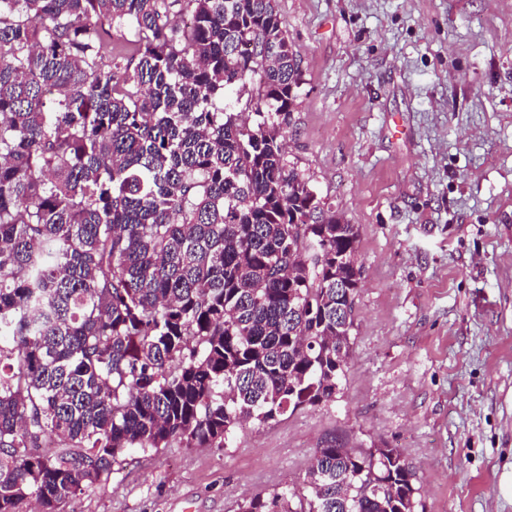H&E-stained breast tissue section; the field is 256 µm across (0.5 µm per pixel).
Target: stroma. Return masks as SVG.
<instances>
[{
    "instance_id": "obj_1",
    "label": "stroma",
    "mask_w": 512,
    "mask_h": 512,
    "mask_svg": "<svg viewBox=\"0 0 512 512\" xmlns=\"http://www.w3.org/2000/svg\"><path fill=\"white\" fill-rule=\"evenodd\" d=\"M275 8L287 159L359 234L343 389L222 448L129 449L59 512H238L335 438L399 449L424 512H512V0Z\"/></svg>"
}]
</instances>
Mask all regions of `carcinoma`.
Segmentation results:
<instances>
[{"label": "carcinoma", "instance_id": "cac0c4a2", "mask_svg": "<svg viewBox=\"0 0 512 512\" xmlns=\"http://www.w3.org/2000/svg\"><path fill=\"white\" fill-rule=\"evenodd\" d=\"M301 77L274 0H0V512L336 400L362 267L285 156ZM313 460L239 512L422 507L397 448Z\"/></svg>", "mask_w": 512, "mask_h": 512}]
</instances>
